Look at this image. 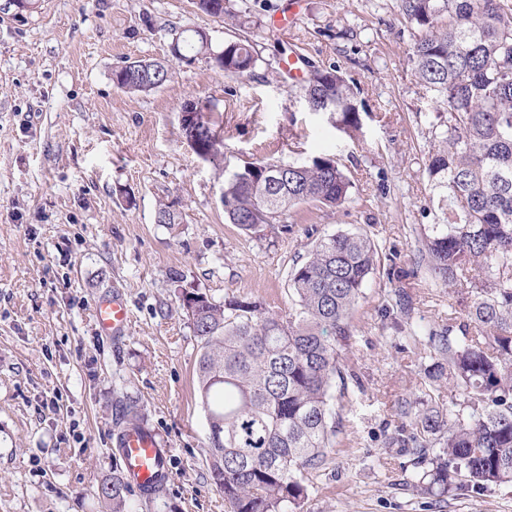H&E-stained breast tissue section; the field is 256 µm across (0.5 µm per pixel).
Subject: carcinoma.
<instances>
[{
	"label": "carcinoma",
	"mask_w": 512,
	"mask_h": 512,
	"mask_svg": "<svg viewBox=\"0 0 512 512\" xmlns=\"http://www.w3.org/2000/svg\"><path fill=\"white\" fill-rule=\"evenodd\" d=\"M229 0H197L203 12L239 20ZM416 27L409 59L415 77L448 111L447 129L428 158L427 174L441 203V222L421 238L420 261L431 278L475 290L467 325L426 334L434 382L450 370L466 397L467 414L430 409L399 426L396 441L425 453L417 485L443 497L467 488L512 486V5L508 0H401ZM205 31L178 43L176 60L208 51ZM258 54L247 38L224 42L214 58L242 76ZM128 62L113 73L127 92H148L168 69L140 73ZM308 105L336 104V126L360 129L351 88L334 69H314ZM274 162H248L224 182V212L248 234L287 219L296 205L339 206L350 179L335 160L292 164L271 186ZM378 250L361 233L319 239L308 259L288 273L294 307L284 317L248 298L216 302L187 291V317L200 346L198 395L209 429L210 477L230 512H302L308 488L300 473L321 467L336 434L331 390L342 375L341 351L350 314L377 266ZM133 487L124 472L98 487L112 512H127Z\"/></svg>",
	"instance_id": "cac0c4a2"
}]
</instances>
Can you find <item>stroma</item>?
<instances>
[{
  "instance_id": "stroma-1",
  "label": "stroma",
  "mask_w": 512,
  "mask_h": 512,
  "mask_svg": "<svg viewBox=\"0 0 512 512\" xmlns=\"http://www.w3.org/2000/svg\"><path fill=\"white\" fill-rule=\"evenodd\" d=\"M232 0L259 61L244 76L213 53L231 28L196 0H0V512H112L97 488L119 471L113 438L126 403L170 450L162 500L127 496L129 512H228L213 484L208 425L196 391L199 343L182 293L246 297L287 314L288 273L320 238L363 233L379 262L351 313L337 427L328 460L306 471V512H512V488L422 493L423 469L394 444L401 407L462 409L455 386L432 382L413 326L468 320L461 288L432 281L418 240L437 223L428 157L448 113L413 75L415 29L399 0ZM208 32L192 64L170 57L176 37ZM335 69L354 92L361 128L348 136L311 111L288 58ZM168 60L167 81L127 93L125 62ZM208 102L219 141L204 160L181 111ZM334 159L352 182L338 207L303 204L286 224L247 234L229 224L224 183L245 163ZM174 206L177 231L157 221ZM121 292L125 336L101 335L97 301Z\"/></svg>"
}]
</instances>
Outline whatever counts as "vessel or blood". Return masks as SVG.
Listing matches in <instances>:
<instances>
[{"instance_id": "b4317fda", "label": "vessel or blood", "mask_w": 512, "mask_h": 512, "mask_svg": "<svg viewBox=\"0 0 512 512\" xmlns=\"http://www.w3.org/2000/svg\"><path fill=\"white\" fill-rule=\"evenodd\" d=\"M94 317L99 332L113 337L124 335L131 321L127 302L118 292L97 302ZM115 446L123 470L132 476L133 485L142 496H150L160 481L169 478V451L162 447L154 431L143 426L125 428L117 434Z\"/></svg>"}]
</instances>
